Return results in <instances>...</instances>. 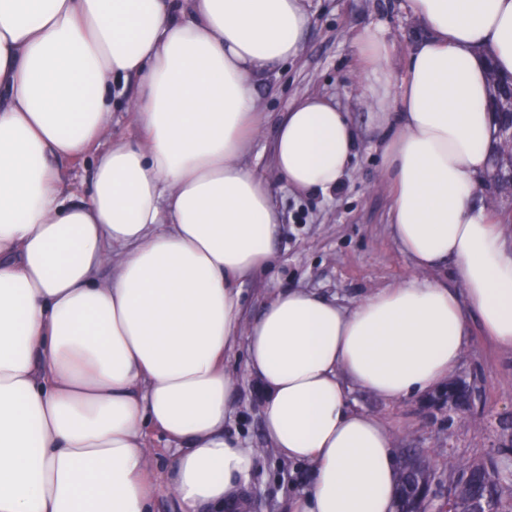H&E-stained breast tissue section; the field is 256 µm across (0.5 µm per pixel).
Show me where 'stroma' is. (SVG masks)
Segmentation results:
<instances>
[{"mask_svg": "<svg viewBox=\"0 0 512 512\" xmlns=\"http://www.w3.org/2000/svg\"><path fill=\"white\" fill-rule=\"evenodd\" d=\"M312 23L297 60L274 66L254 79L260 105V135L248 156L263 173L281 213L273 242L274 260L257 278L241 281L247 318H255L265 301L283 288H312L349 301L368 289L407 280L413 262L390 233L392 190L382 174V132L376 111L363 96L364 75L357 44L372 24L383 23L392 41V69L403 74L406 60L424 34L406 10V0H307ZM330 96L349 112L360 133V146L342 184L332 192L306 196L288 189L273 171L265 150L275 137L283 112L299 96ZM470 386L474 408L456 419L450 441H442L439 415L424 396L392 407L356 391L354 405L383 418L400 448L418 449L437 477L448 474V455L484 458L503 440L500 422L512 413V355L484 340L479 322L471 324V342L454 373ZM262 396L253 380H242L234 399L235 416L225 427L243 446L261 449L246 495L251 512H287L288 499L310 480L307 468L265 452Z\"/></svg>", "mask_w": 512, "mask_h": 512, "instance_id": "obj_1", "label": "stroma"}]
</instances>
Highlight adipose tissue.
Listing matches in <instances>:
<instances>
[{
  "mask_svg": "<svg viewBox=\"0 0 512 512\" xmlns=\"http://www.w3.org/2000/svg\"><path fill=\"white\" fill-rule=\"evenodd\" d=\"M408 7L428 36L402 81L383 26L359 56L414 275L347 306L290 288L248 322L238 283L271 266L279 229L244 160L252 79L299 56L303 0H0V512H152L161 495L244 512L259 451L224 430L244 375L270 449L312 471L288 512H395V436L351 390L395 405L436 388L473 315L512 353V238L475 202L493 131L484 59L512 74V0ZM358 142L311 94L284 112L272 163L326 194ZM87 157L75 184L67 163ZM448 261L452 281L426 278ZM239 344L237 375L224 358ZM149 427L171 451L159 480Z\"/></svg>",
  "mask_w": 512,
  "mask_h": 512,
  "instance_id": "ef3b65f1",
  "label": "adipose tissue"
}]
</instances>
